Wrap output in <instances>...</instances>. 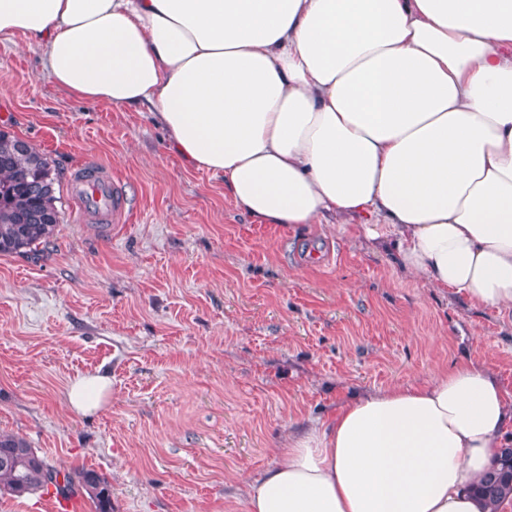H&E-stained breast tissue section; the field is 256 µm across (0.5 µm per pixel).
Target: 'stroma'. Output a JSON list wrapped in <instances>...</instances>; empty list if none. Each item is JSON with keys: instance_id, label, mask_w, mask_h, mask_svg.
Here are the masks:
<instances>
[{"instance_id": "35a3bbf8", "label": "stroma", "mask_w": 512, "mask_h": 512, "mask_svg": "<svg viewBox=\"0 0 512 512\" xmlns=\"http://www.w3.org/2000/svg\"><path fill=\"white\" fill-rule=\"evenodd\" d=\"M41 58L0 40V130L47 157L61 213L38 255H0V433L60 471H97L112 512H243L289 429L353 393L459 360L512 393L511 317L341 230L245 215L223 176L167 152L147 108L71 99ZM91 162L119 180L129 223H73L69 184ZM98 370L110 407L72 415L67 384Z\"/></svg>"}]
</instances>
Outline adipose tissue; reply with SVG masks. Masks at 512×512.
<instances>
[{
  "mask_svg": "<svg viewBox=\"0 0 512 512\" xmlns=\"http://www.w3.org/2000/svg\"><path fill=\"white\" fill-rule=\"evenodd\" d=\"M69 97L148 106L266 224L351 223L431 288L512 314V0H0ZM112 379L65 390L106 410ZM512 397L456 362L289 433L246 512H493ZM506 447L500 448L493 465L475 487V492L494 507L510 496L512 501V444Z\"/></svg>",
  "mask_w": 512,
  "mask_h": 512,
  "instance_id": "ef3b65f1",
  "label": "adipose tissue"
}]
</instances>
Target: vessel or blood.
Returning a JSON list of instances; mask_svg holds the SVG:
<instances>
[{"label":"vessel or blood","instance_id":"b4317fda","mask_svg":"<svg viewBox=\"0 0 512 512\" xmlns=\"http://www.w3.org/2000/svg\"><path fill=\"white\" fill-rule=\"evenodd\" d=\"M75 203L74 218L77 223L87 222L97 214L114 224L128 223L130 211L118 192V184L98 164L83 166L70 183Z\"/></svg>","mask_w":512,"mask_h":512}]
</instances>
